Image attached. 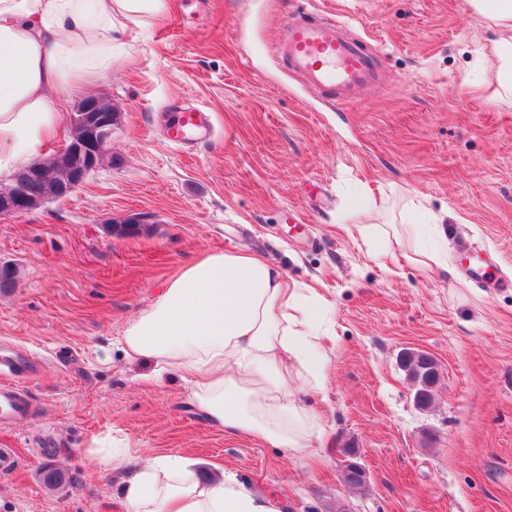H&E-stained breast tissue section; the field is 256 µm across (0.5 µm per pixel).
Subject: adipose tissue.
I'll use <instances>...</instances> for the list:
<instances>
[{
    "label": "adipose tissue",
    "instance_id": "1",
    "mask_svg": "<svg viewBox=\"0 0 512 512\" xmlns=\"http://www.w3.org/2000/svg\"><path fill=\"white\" fill-rule=\"evenodd\" d=\"M497 38L498 84L512 95V0H469ZM170 0H0V176L25 170L63 125L76 87L112 67L117 55ZM375 260L403 255L422 267L445 264L434 248L412 247L395 224H353ZM327 301L288 281L264 257L209 253L182 269L123 334L130 361L180 374L194 406L226 433H244L292 457L312 454L324 432L306 396H326L323 343ZM91 464L129 469L122 493L129 512H284L269 493L246 489L233 472L198 476L191 462H148L128 445L92 440Z\"/></svg>",
    "mask_w": 512,
    "mask_h": 512
}]
</instances>
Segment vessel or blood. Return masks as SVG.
I'll return each instance as SVG.
<instances>
[{"label": "vessel or blood", "instance_id": "b4317fda", "mask_svg": "<svg viewBox=\"0 0 512 512\" xmlns=\"http://www.w3.org/2000/svg\"><path fill=\"white\" fill-rule=\"evenodd\" d=\"M340 29L338 20L302 12L290 19L274 51L313 91L346 100L356 88L377 82L380 72L375 57L357 40L343 37ZM209 128L205 111L189 106L168 127L167 138L177 147L190 148L207 138ZM31 371L23 355L0 352V420L12 422L31 414L32 402L20 385Z\"/></svg>", "mask_w": 512, "mask_h": 512}]
</instances>
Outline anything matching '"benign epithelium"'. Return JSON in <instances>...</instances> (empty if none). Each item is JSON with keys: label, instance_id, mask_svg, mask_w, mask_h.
Instances as JSON below:
<instances>
[{"label": "benign epithelium", "instance_id": "7a95c632", "mask_svg": "<svg viewBox=\"0 0 512 512\" xmlns=\"http://www.w3.org/2000/svg\"><path fill=\"white\" fill-rule=\"evenodd\" d=\"M116 123L117 114L111 99L95 93L83 96L71 113L68 142L46 160L14 176L11 186L0 188V215L19 217L42 205L45 196L28 189L32 180L57 181V197L80 186L112 156V133Z\"/></svg>", "mask_w": 512, "mask_h": 512}]
</instances>
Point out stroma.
Masks as SVG:
<instances>
[{"label": "stroma", "mask_w": 512, "mask_h": 512, "mask_svg": "<svg viewBox=\"0 0 512 512\" xmlns=\"http://www.w3.org/2000/svg\"><path fill=\"white\" fill-rule=\"evenodd\" d=\"M315 12L379 55L377 84L348 101L311 91L273 45ZM493 33L468 0H172L109 72L72 102L107 95L113 160L69 196L0 216V340L40 364L22 384L34 413L0 425L15 451L0 512H126L122 474L87 464L93 438L141 460L187 457L200 476L235 472L286 512H512V98L500 95ZM208 110L215 133L189 149L166 129ZM448 231L449 268H385L347 227ZM142 213L132 236L113 222ZM263 255L329 303L326 432L304 459L225 434L176 374L127 361L125 327L208 253ZM489 264L483 282L464 257ZM407 350L439 366L431 406L414 403ZM354 448L363 491L341 481ZM65 488L43 483L46 466Z\"/></svg>", "instance_id": "35a3bbf8"}]
</instances>
